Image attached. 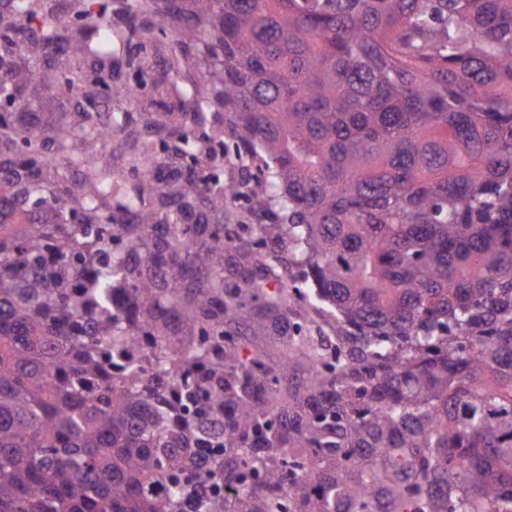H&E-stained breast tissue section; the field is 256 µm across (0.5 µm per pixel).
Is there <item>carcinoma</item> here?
Instances as JSON below:
<instances>
[{
  "label": "carcinoma",
  "mask_w": 512,
  "mask_h": 512,
  "mask_svg": "<svg viewBox=\"0 0 512 512\" xmlns=\"http://www.w3.org/2000/svg\"><path fill=\"white\" fill-rule=\"evenodd\" d=\"M162 2L244 176L199 90L128 189L123 119L0 117V512H512V0ZM12 9L96 98L54 58L112 66V20ZM126 134V133H125ZM124 133L119 134L116 139L112 142V147H108L106 151L102 153L103 156L109 157L112 154V167L120 172L128 175L130 181L127 183L129 187L130 183L134 180L129 175V170L126 162V136Z\"/></svg>",
  "instance_id": "1"
}]
</instances>
